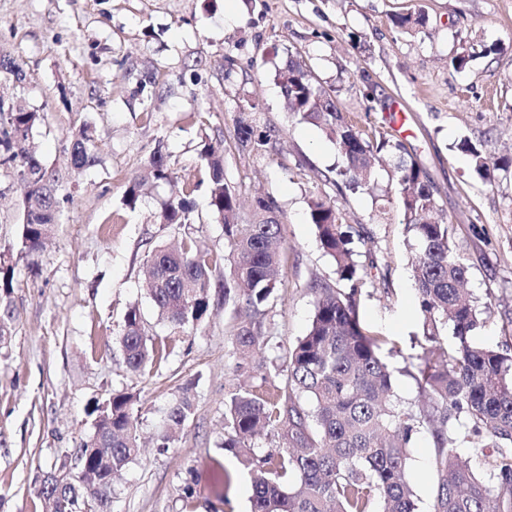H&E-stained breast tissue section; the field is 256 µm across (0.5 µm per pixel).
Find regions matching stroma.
Segmentation results:
<instances>
[{
    "label": "stroma",
    "mask_w": 512,
    "mask_h": 512,
    "mask_svg": "<svg viewBox=\"0 0 512 512\" xmlns=\"http://www.w3.org/2000/svg\"><path fill=\"white\" fill-rule=\"evenodd\" d=\"M236 20H224L227 10ZM422 11L415 36L393 27L395 13ZM471 53L465 69L450 61ZM297 57L358 126L401 142L435 187L453 226L468 289L485 312L473 344L512 350V0H0V94L39 112L37 154L58 181L52 238L30 270L19 256L23 202L14 169L0 165V252L17 256L12 337L0 348V512H42L44 472L94 432V400L131 391L140 454L112 485L111 512H250L251 475L221 448L224 399L237 385L224 329L232 309L216 303L194 331L161 322L143 286L155 247L191 236L224 250V226L208 209L205 145L223 149L224 177L243 201L273 198L285 226L286 269L254 377L274 376L286 346L306 334L314 283L335 280L309 220L308 201L339 208L363 239L352 246L368 275L361 325L385 337L382 355L403 405L419 403L415 380L423 316L411 278L413 239L390 202L387 174L374 192L341 190L336 149L319 128L288 115L278 71ZM405 109L392 131L388 115ZM252 115L274 130L273 150L239 152L235 122ZM89 129L95 165L74 171L75 134ZM469 138L487 177L456 152ZM163 149L173 183H150L135 207L123 200L150 155ZM190 189L192 221L160 224L163 204ZM150 336L173 349L131 372L118 338L131 305ZM194 411L169 449L158 448L161 416L182 387ZM428 432L409 448L418 512H431L437 480Z\"/></svg>",
    "instance_id": "obj_1"
}]
</instances>
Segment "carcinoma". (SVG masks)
<instances>
[{
    "label": "carcinoma",
    "instance_id": "cac0c4a2",
    "mask_svg": "<svg viewBox=\"0 0 512 512\" xmlns=\"http://www.w3.org/2000/svg\"><path fill=\"white\" fill-rule=\"evenodd\" d=\"M399 32L412 34L424 26L422 14L397 15ZM281 91L289 114L298 123L321 128L335 145L342 167L336 175L345 186L371 190L376 167L387 156L402 223L415 241L411 272L423 315L422 363L417 383L423 403L406 407L392 386V369L381 357L385 340L366 332L358 318L364 272L355 260L352 239L343 231L344 217L333 204L309 201L324 253L336 266V281L314 284V315L307 333L290 343L275 375L283 376L274 391L243 383L224 400L222 447L236 448L251 467V512H417L408 480V448L415 433L426 428L434 441L431 468L437 477L433 512H512V354L472 344L468 336L482 310L466 296L469 267L456 254L453 228L435 217L437 202L421 167L404 156V147L380 131L368 132L348 119L336 99L289 57L281 71ZM41 116L23 107L0 111V164L16 169L24 209L20 255L31 263L43 251L56 221L57 183L38 155L25 147ZM239 148L263 154L273 145L269 131H257L241 117L234 129ZM456 148L470 155L474 171L484 176L485 158L464 138ZM209 173V208L224 226V253L193 239L176 249L158 246L145 264L146 293L158 318L182 330L209 319L215 299L233 306L225 329L238 372L260 347L262 329L274 306L285 264V228L270 197L253 200L250 218L239 216L240 193L226 183L224 156L204 151ZM98 161L95 145L82 130L75 137L71 165L82 170ZM153 176L170 181L166 155L157 148L150 159ZM187 195L168 201L161 224L190 223ZM12 256L0 253V346L10 338L14 311ZM452 328L456 347L441 346L443 331ZM118 343L128 367L143 370L154 353L138 305L126 311ZM136 395L112 393L92 403L89 415L100 436L81 442L59 467L75 464L86 471V485L55 482L40 493L46 512H110L106 488L136 457L133 404ZM193 412L188 389L166 408L160 447H168ZM279 438L278 449L254 460L251 441L261 431ZM481 437L490 448L486 464L496 477L484 484L469 461L458 453ZM95 448L93 456L88 449Z\"/></svg>",
    "mask_w": 512,
    "mask_h": 512
}]
</instances>
